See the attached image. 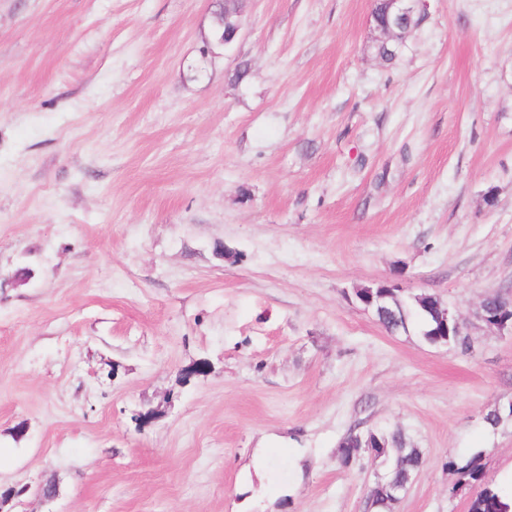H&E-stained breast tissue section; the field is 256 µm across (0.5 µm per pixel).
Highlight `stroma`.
Listing matches in <instances>:
<instances>
[{"label": "stroma", "instance_id": "stroma-1", "mask_svg": "<svg viewBox=\"0 0 512 512\" xmlns=\"http://www.w3.org/2000/svg\"><path fill=\"white\" fill-rule=\"evenodd\" d=\"M372 8L247 0L205 58L207 0H0V512H366L353 429L422 451L393 512L512 473V332L354 298L512 293V0L389 61ZM398 292L399 291L396 292L394 297L386 300L382 312L374 309L378 321L387 332L394 333L401 329L405 331L409 329L410 323L415 322L420 335L425 341H427V338L431 336L449 335L447 338H445V340L448 341V347H457L464 351H467L471 348L469 336H454V328L451 325L449 326L448 330V321L450 319L454 321V326L459 331V333L463 330L467 320L471 317L489 325H494L489 321V319H494L498 322V326L500 328L507 327L509 325L510 331L512 332L511 296L508 305L500 310L496 315H487V309H485L482 303H480V305L474 311L469 312L468 315L457 312L451 316L449 311L442 310L439 305H430L429 311L436 318L437 326L435 328V333H433L431 336H428L434 326V319L428 313L426 308V304L431 299V296L426 294L424 296L415 295L410 299H406ZM445 330H447V335H443Z\"/></svg>", "mask_w": 512, "mask_h": 512}]
</instances>
